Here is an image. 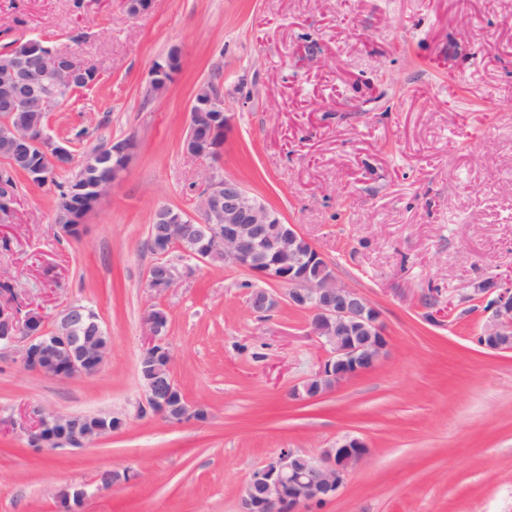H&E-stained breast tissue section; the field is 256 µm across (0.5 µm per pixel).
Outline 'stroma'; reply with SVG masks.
Here are the masks:
<instances>
[{
  "mask_svg": "<svg viewBox=\"0 0 512 512\" xmlns=\"http://www.w3.org/2000/svg\"><path fill=\"white\" fill-rule=\"evenodd\" d=\"M37 39L99 74L50 113L74 156L134 137L121 179L81 239L55 222L56 197L19 181L0 220V303L40 309L52 330L73 304L110 344L91 376L51 378L0 350V512H239V490L282 449L316 455L347 437L368 453L336 498L309 512H512V350L478 338L475 284L512 275V0H0V49ZM182 70L146 97L172 46ZM224 83L232 125L219 162L181 142L197 85ZM90 132L73 143L76 130ZM231 175L315 244L337 280L381 312L389 339L369 373L310 401L294 389L327 355L308 311L252 313L260 281L228 262L168 258L146 286L154 209L193 211L206 170ZM165 309L172 375L204 421L142 414V317ZM109 415L88 447L35 450L22 408ZM134 480L103 489L102 471Z\"/></svg>",
  "mask_w": 512,
  "mask_h": 512,
  "instance_id": "1",
  "label": "stroma"
}]
</instances>
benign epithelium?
Segmentation results:
<instances>
[{"mask_svg": "<svg viewBox=\"0 0 512 512\" xmlns=\"http://www.w3.org/2000/svg\"><path fill=\"white\" fill-rule=\"evenodd\" d=\"M154 5L155 0H125L127 14L135 18L151 13ZM182 57L181 48L174 46L153 65L146 81L147 94L158 92L174 79L182 68ZM84 68L75 53L31 40L0 74V99L19 104L26 111L42 112L72 93L74 78ZM230 127L231 119L224 112V86L196 92L188 109L183 154L200 161L220 159ZM21 139L20 163H29L25 175L31 185L51 188L62 172L75 165L71 151L52 144L40 126L29 127ZM136 147L134 138L128 137L94 149L93 155L110 170L101 175L91 194L67 200L59 211L56 223L65 237L83 235L87 215L120 179ZM149 236L158 260L148 268L146 282L156 293L169 290L176 282V269L165 260L173 246L186 258L210 263L222 257L263 281L288 287L289 303L311 313V334L329 347L328 356L303 390L293 391L297 398L318 397L349 378L372 371L388 346L376 306L339 283L332 272L309 274L311 267L324 261L320 250L311 243L307 252H300L296 234L283 226L278 213L251 196L232 176L218 178L211 173L205 177L192 213L157 207ZM474 296L486 303L484 313L488 314L479 344L491 350H511L512 276L482 282L474 289ZM276 303L274 295L264 288L254 289L249 298L255 313H267ZM43 319L38 311L23 315L18 307L0 304V347L27 338L21 362L46 376H89L101 368L108 350L106 330L92 309L68 307L51 333L44 332ZM143 323L150 342L140 356L145 393L141 408L164 417L171 401L182 396L174 378L155 368L159 360L172 361L166 343L168 317L164 310L153 308ZM29 414L34 420L28 428L33 433L30 445L38 450L85 448L121 425L117 418L91 421L84 415H59L43 408H31ZM367 453L368 445L357 437L317 456L285 450L254 471L242 486L240 512H305L311 503L323 504L336 497Z\"/></svg>", "mask_w": 512, "mask_h": 512, "instance_id": "7a95c632", "label": "benign epithelium"}]
</instances>
